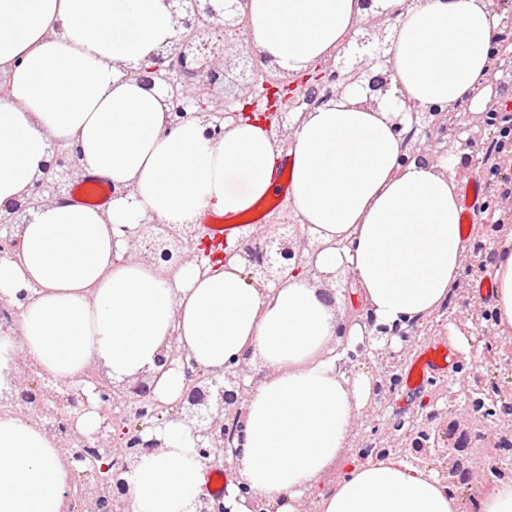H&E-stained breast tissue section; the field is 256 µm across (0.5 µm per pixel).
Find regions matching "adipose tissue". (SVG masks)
Returning a JSON list of instances; mask_svg holds the SVG:
<instances>
[{"mask_svg":"<svg viewBox=\"0 0 512 512\" xmlns=\"http://www.w3.org/2000/svg\"><path fill=\"white\" fill-rule=\"evenodd\" d=\"M400 23L387 37L391 81L378 104L349 92L307 113L287 154L288 203L319 244L320 272L349 274L375 325L407 328L432 317L462 285L469 250L451 163H402L393 119L404 100L482 111L495 60L491 0H377ZM251 46L299 72L366 17L360 0H249ZM166 0H0V214L27 194L56 145L77 150L81 176L134 191L92 207L71 200L30 210L19 247L0 258V303L19 309L0 335V393L18 377V356L88 407L76 428L92 434L95 366L115 382L149 376L155 398L175 404L181 367L161 369L170 345L198 371L241 362L247 378L244 436L229 455L226 512H459L433 469L369 455L341 468L355 421L372 396L370 371L348 372L344 340L364 336L336 295L306 272L272 286L233 255L206 269L132 262L142 220L195 224L234 215L275 190L283 154L261 114L224 125L212 140L197 120L168 128L162 95L124 78L176 35ZM496 337L512 339V227L503 226L490 272ZM26 300H18L20 291ZM146 438L125 478L126 512H194L209 466L192 428L170 418ZM76 463L55 437L0 413V512H67Z\"/></svg>","mask_w":512,"mask_h":512,"instance_id":"1","label":"adipose tissue"}]
</instances>
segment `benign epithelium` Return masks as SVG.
Masks as SVG:
<instances>
[{
    "label": "benign epithelium",
    "instance_id": "obj_1",
    "mask_svg": "<svg viewBox=\"0 0 512 512\" xmlns=\"http://www.w3.org/2000/svg\"><path fill=\"white\" fill-rule=\"evenodd\" d=\"M172 5L177 20V36L170 47H161L138 67L119 66L126 77L136 80L145 88H157L163 93L168 128L173 129L188 119H196L204 127L209 139L224 134V122L238 119L245 112L234 110L237 101L244 107H253L256 97V68L254 52L248 47L249 33L238 35L237 62L227 61L224 55V35L237 32L243 26L239 5L245 0H223L224 9L216 11L213 0H166ZM369 15L380 21L366 28L358 38L372 59L368 67L347 70L343 59L322 60L302 73L289 75V83L281 84L267 94V109L263 116L269 122L273 140L278 147L288 148L292 130L286 124V113L293 110L296 98L310 90H322L324 95L311 106L316 109L337 99L350 88L363 90L366 102L371 104L378 92L388 88L391 70L385 63L382 43L385 38L387 14L375 6V0H361ZM240 69L238 94L224 97V80L231 67ZM410 116L411 134L419 149L413 159L440 163L456 150L472 148L484 135L488 120L476 124L456 112H433L431 107L404 101L401 115L395 118V128L401 130L402 115ZM74 148H55L43 175L31 187L28 195L12 203L7 215H0V257L19 246L14 236V225L30 208L68 199L70 185L80 179L75 165ZM282 232L269 231L255 224L250 233L238 243L236 253L247 264L252 276L263 281H279L290 270H305L321 282L329 276L313 265V255L319 245L303 232L300 225L283 224ZM205 235L198 224L167 225L157 222L142 223L139 235L132 240L129 254L150 263H165L179 267L186 262L206 269L210 257L204 246ZM20 375L15 389L0 396V405L8 404L15 411L30 416L62 444L78 443L80 450L74 459L82 464L77 492L80 512H125L127 483L125 474L140 455L159 448L154 440L143 439L146 429L163 420L167 407L154 398L153 385L144 378L133 385L116 386L107 379H92L100 400V423L89 437L78 434L75 420L87 406L86 397L79 387L59 393L49 383L40 382L36 369L18 359ZM186 387L175 410L169 415L178 417L194 429L199 456L210 464L222 463L228 452H237L234 439L243 429L241 407L247 386L245 378L250 367L243 362L224 373L204 374L184 367ZM432 413L417 426H405L401 419L384 422L387 444L400 448L416 458L431 447L432 430L429 424L437 419Z\"/></svg>",
    "mask_w": 512,
    "mask_h": 512
}]
</instances>
